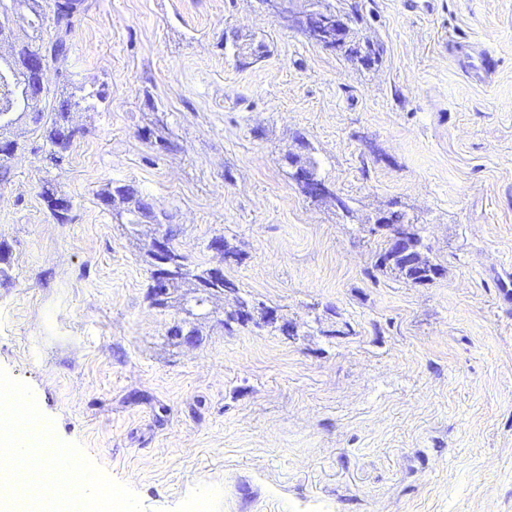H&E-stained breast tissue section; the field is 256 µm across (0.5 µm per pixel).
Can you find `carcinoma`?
Masks as SVG:
<instances>
[{"label": "carcinoma", "instance_id": "1", "mask_svg": "<svg viewBox=\"0 0 512 512\" xmlns=\"http://www.w3.org/2000/svg\"><path fill=\"white\" fill-rule=\"evenodd\" d=\"M82 5L83 0H10L8 7L16 16L20 29L24 31V38L15 41L17 55H26L36 43L49 52L55 63L67 59L71 51L69 36ZM338 12L348 15L350 19L349 36L340 49L345 59L365 67L378 64L382 58L383 47L377 42L358 36L357 26L363 22V16L349 0H323V12L318 22L324 38L332 36L333 26L329 16ZM34 81L32 74L17 64L10 68L0 66V124L5 121L17 122L28 114L31 115L32 122L41 121L44 110L40 102L32 99L28 92ZM94 98L101 99V93L92 91L80 96L74 92L60 93L52 122L44 130L43 151H51L61 158L66 156L73 144L74 134L80 133V129L73 125V113L93 108L91 100ZM105 195L127 205L128 224L137 223V213L150 206V201L131 185L124 190L118 186L113 189L108 187L100 193L102 197ZM413 233L420 242L418 264L406 267L398 259L386 256L380 260L378 267L395 273L412 284H422L443 276V267L428 256V249L423 244L418 229H413Z\"/></svg>", "mask_w": 512, "mask_h": 512}]
</instances>
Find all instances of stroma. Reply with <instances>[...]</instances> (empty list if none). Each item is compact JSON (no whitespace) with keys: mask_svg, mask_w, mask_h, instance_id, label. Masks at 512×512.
<instances>
[{"mask_svg":"<svg viewBox=\"0 0 512 512\" xmlns=\"http://www.w3.org/2000/svg\"><path fill=\"white\" fill-rule=\"evenodd\" d=\"M356 3L384 49L370 69L259 0H85L46 82L103 98L61 165L40 125L6 132L0 370L144 512H512V0ZM463 38L496 59L485 81L453 57ZM300 136L334 198L291 179ZM122 184L296 336L219 328L227 295L175 344L179 309L146 299L151 226L131 237L99 198ZM393 202L443 277L378 269L367 223Z\"/></svg>","mask_w":512,"mask_h":512,"instance_id":"1","label":"stroma"}]
</instances>
